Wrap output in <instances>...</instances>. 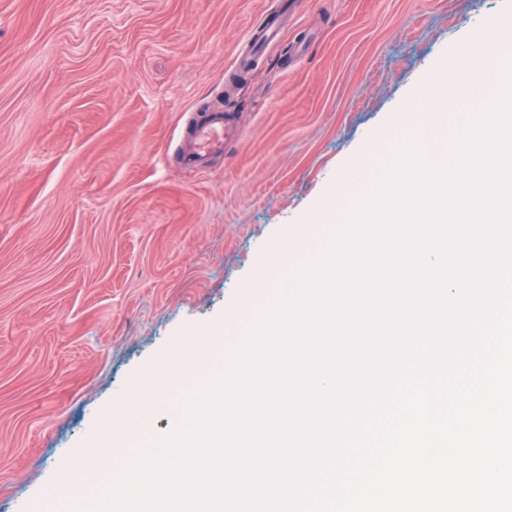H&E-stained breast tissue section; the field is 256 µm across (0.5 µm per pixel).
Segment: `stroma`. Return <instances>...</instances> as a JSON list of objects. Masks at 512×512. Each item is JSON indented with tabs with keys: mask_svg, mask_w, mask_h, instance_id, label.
Returning a JSON list of instances; mask_svg holds the SVG:
<instances>
[{
	"mask_svg": "<svg viewBox=\"0 0 512 512\" xmlns=\"http://www.w3.org/2000/svg\"><path fill=\"white\" fill-rule=\"evenodd\" d=\"M512 0H0V512H33L105 431L123 470L197 383L164 360L227 351L347 222L342 181L415 140L408 104L462 74ZM276 39L254 46L264 18ZM241 136L179 154L210 112ZM295 253L268 278L283 243Z\"/></svg>",
	"mask_w": 512,
	"mask_h": 512,
	"instance_id": "1",
	"label": "stroma"
}]
</instances>
